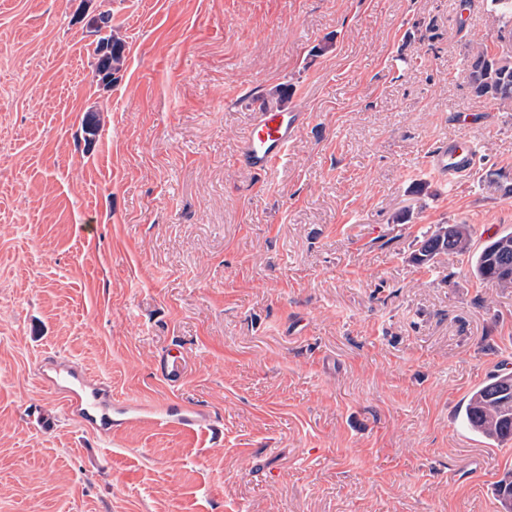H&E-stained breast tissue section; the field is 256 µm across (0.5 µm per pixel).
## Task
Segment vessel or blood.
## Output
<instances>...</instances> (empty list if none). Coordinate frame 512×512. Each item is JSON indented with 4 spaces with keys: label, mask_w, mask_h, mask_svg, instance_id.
<instances>
[{
    "label": "vessel or blood",
    "mask_w": 512,
    "mask_h": 512,
    "mask_svg": "<svg viewBox=\"0 0 512 512\" xmlns=\"http://www.w3.org/2000/svg\"><path fill=\"white\" fill-rule=\"evenodd\" d=\"M305 116L300 112H288L278 108H263L239 148V160L247 170L272 175L287 156L288 147ZM477 157L473 143L464 138L440 141L429 153L426 165L434 175L457 182L472 171ZM60 381L82 390L88 410H95L106 398L102 384H95L87 375L68 368L59 373ZM157 425L179 427L191 433L205 432L209 426L205 415L197 411L179 410L162 415Z\"/></svg>",
    "instance_id": "vessel-or-blood-1"
}]
</instances>
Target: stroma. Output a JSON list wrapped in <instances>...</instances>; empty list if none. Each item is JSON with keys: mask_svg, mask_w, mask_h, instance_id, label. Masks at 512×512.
<instances>
[{"mask_svg": "<svg viewBox=\"0 0 512 512\" xmlns=\"http://www.w3.org/2000/svg\"><path fill=\"white\" fill-rule=\"evenodd\" d=\"M477 41L486 0H0V512H502L512 444L458 412L512 372V288L411 260L438 224L476 249L512 230V111L472 93ZM277 87L306 120L262 179L238 150ZM461 134L451 187L426 157ZM56 362L110 383L111 436ZM171 406L206 433L149 426ZM124 43L112 32L100 38L96 50L95 73L105 84L112 83L124 66ZM476 157L477 149L467 139L441 140L429 153L426 165L434 175L454 185L470 174Z\"/></svg>", "mask_w": 512, "mask_h": 512, "instance_id": "stroma-1", "label": "stroma"}]
</instances>
